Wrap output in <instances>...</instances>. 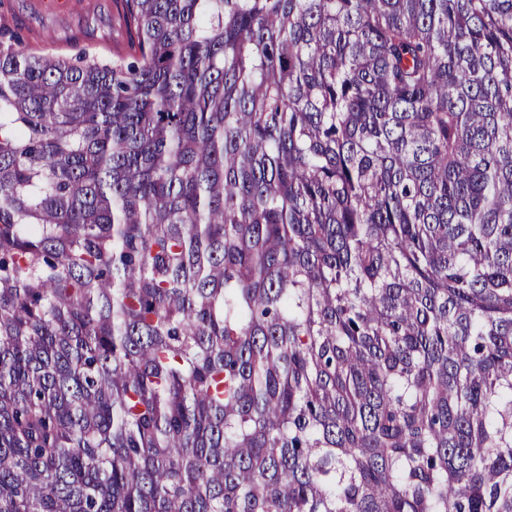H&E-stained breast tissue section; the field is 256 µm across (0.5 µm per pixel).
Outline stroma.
I'll list each match as a JSON object with an SVG mask.
<instances>
[{"mask_svg": "<svg viewBox=\"0 0 512 512\" xmlns=\"http://www.w3.org/2000/svg\"><path fill=\"white\" fill-rule=\"evenodd\" d=\"M118 0H0V29L17 33L31 51L75 55L92 51L101 58L126 51L129 35Z\"/></svg>", "mask_w": 512, "mask_h": 512, "instance_id": "obj_1", "label": "stroma"}]
</instances>
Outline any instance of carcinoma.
Returning a JSON list of instances; mask_svg holds the SVG:
<instances>
[{"label": "carcinoma", "mask_w": 512, "mask_h": 512, "mask_svg": "<svg viewBox=\"0 0 512 512\" xmlns=\"http://www.w3.org/2000/svg\"><path fill=\"white\" fill-rule=\"evenodd\" d=\"M0 44V512H512V0H121ZM0 0V29L17 33L31 51L76 55L93 51L101 58L127 50L129 35L116 0Z\"/></svg>", "instance_id": "cac0c4a2"}]
</instances>
